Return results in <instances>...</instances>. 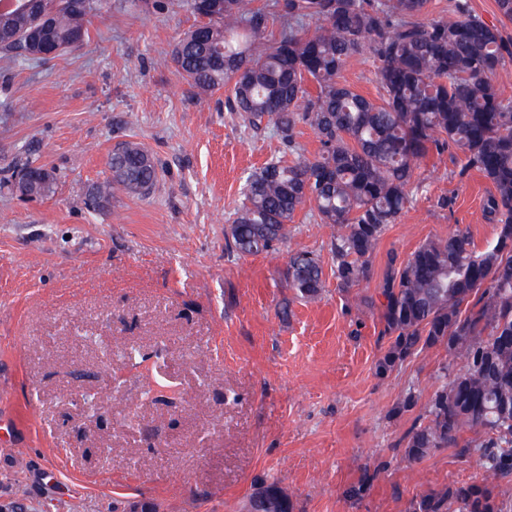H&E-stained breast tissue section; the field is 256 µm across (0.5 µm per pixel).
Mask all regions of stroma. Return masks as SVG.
<instances>
[{
  "mask_svg": "<svg viewBox=\"0 0 512 512\" xmlns=\"http://www.w3.org/2000/svg\"><path fill=\"white\" fill-rule=\"evenodd\" d=\"M198 23L185 0H103L79 49L0 61V410L16 421L14 447L0 446V512H240L258 479L293 512H406L431 487L480 476L478 456L451 448L405 461L443 355L378 375L388 342L357 298L374 293L389 251L407 257L459 225L485 248L491 183L429 153L369 279L346 292L307 207L277 251L228 255L246 176L288 152L230 111V88L201 104L181 71L156 66ZM340 81L379 97L368 53ZM126 141L154 160L155 189L88 209ZM28 161L54 172L47 196L10 183ZM292 249L320 256V299L289 288ZM408 392L414 405L392 415Z\"/></svg>",
  "mask_w": 512,
  "mask_h": 512,
  "instance_id": "1",
  "label": "stroma"
}]
</instances>
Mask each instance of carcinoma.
I'll return each mask as SVG.
<instances>
[{
    "label": "carcinoma",
    "instance_id": "1",
    "mask_svg": "<svg viewBox=\"0 0 512 512\" xmlns=\"http://www.w3.org/2000/svg\"><path fill=\"white\" fill-rule=\"evenodd\" d=\"M208 22L185 33L171 57L193 97L233 84L230 108L253 129L273 127L291 161L272 160L246 178L244 202L225 231L230 254L256 255L287 239L288 224L307 203L331 228L339 290L360 285L388 225L407 208L420 160L451 150L462 172L476 171L494 192L483 215L495 225L482 250L469 228L424 240L407 258L388 255L377 296L389 343L376 363L384 375L425 349L445 352L440 384L424 415L405 435L412 463L455 448L476 452L483 474L428 489L407 512H512V100L500 81L502 30L456 0L448 15L427 19L428 0H282L279 36L264 40L270 15L254 0H187ZM99 0H13L0 10V59L45 62L89 39ZM377 63L380 101L338 81L352 55ZM316 85L311 95L308 83ZM310 126L320 150L298 154L295 129ZM111 175L94 184L85 205L99 210L118 192L147 195L156 167L137 143L116 146ZM288 287L306 301L320 297L323 267L311 251L291 250ZM244 512H293L274 483L257 485Z\"/></svg>",
    "mask_w": 512,
    "mask_h": 512
}]
</instances>
